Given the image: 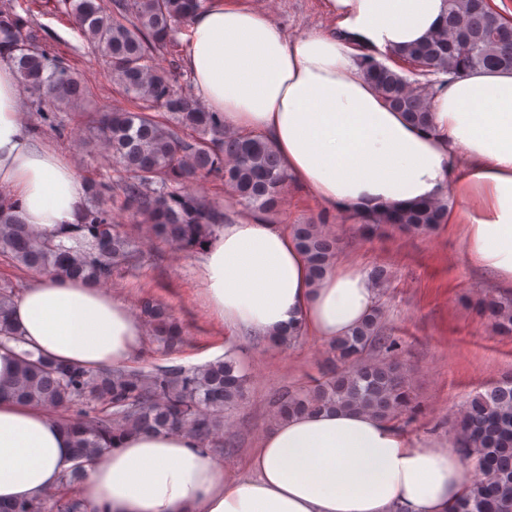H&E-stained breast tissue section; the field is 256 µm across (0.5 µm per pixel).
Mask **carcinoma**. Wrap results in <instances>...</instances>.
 <instances>
[{
	"label": "carcinoma",
	"instance_id": "obj_1",
	"mask_svg": "<svg viewBox=\"0 0 512 512\" xmlns=\"http://www.w3.org/2000/svg\"><path fill=\"white\" fill-rule=\"evenodd\" d=\"M206 0H57L65 15L107 62L112 81L133 109L102 112L89 126L88 144H102L119 174L111 185L84 178L87 206L82 223L73 227L75 245L55 243L26 229L0 202V254L20 267L65 276L103 287L123 268L142 262L134 239L112 221L110 190L123 196L126 210L143 218L153 234L184 251H194L224 224V210L198 195L199 181H219L244 207L264 214L276 210L288 182L273 146L259 135L228 133L224 118L210 112L179 86L174 47L178 25ZM442 26L419 45L401 51L403 59L426 74L461 73L478 68L512 70V22L485 8L484 0H444ZM42 0H6L0 5V48L10 52L15 74L36 115L33 132L42 127L67 134L69 112L89 94L77 69L45 42L33 23ZM171 55L172 69L161 71L155 60ZM364 71L383 101L413 124L429 127L431 85L412 82L369 56ZM447 196L403 209H388L360 222L372 235L385 226L433 232L443 223ZM292 232L319 278L336 258V240L315 224H295ZM15 290L0 285V349L21 341L9 321ZM140 314L157 349L178 350L186 340L171 308L151 298L140 301ZM479 310L502 334H512V298L485 295ZM381 311L373 310L351 333L330 346V368L309 389L286 392L275 400L277 415L319 411L331 406L362 408L395 420L414 417L417 406L397 359L399 341L381 330ZM388 359L370 362L371 350ZM16 375L0 383V394L66 412L73 437L75 465L45 500L20 503L0 512H85L75 486L85 462L102 455L112 440L127 432L185 430L209 447L224 431V410L245 396L246 378L229 356L194 367L146 370L124 365L87 370L63 367L45 357L13 352ZM456 452L470 468L463 494L452 512H512V380L499 382L469 399L456 423Z\"/></svg>",
	"mask_w": 512,
	"mask_h": 512
}]
</instances>
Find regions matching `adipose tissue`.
I'll list each match as a JSON object with an SVG mask.
<instances>
[{
    "label": "adipose tissue",
    "instance_id": "obj_1",
    "mask_svg": "<svg viewBox=\"0 0 512 512\" xmlns=\"http://www.w3.org/2000/svg\"><path fill=\"white\" fill-rule=\"evenodd\" d=\"M336 25L288 37L251 0H207L189 22L183 64L226 130L274 146L292 185L352 219L450 194L447 221L469 257L512 288V70L441 75L431 126L391 111L362 57L393 64L442 23L444 0H325ZM8 55H0V194L34 234L65 238L86 188L52 145L34 142ZM198 274L228 328L330 343L375 308L378 290L349 258L313 278L295 237L266 215L224 205ZM26 349L64 366L131 364L146 330L127 304L87 282L36 278L11 311ZM73 465L58 413L0 396V503L36 502ZM463 466L448 444L408 436L361 409L279 420L228 473L185 431L123 436L87 465L89 512H451Z\"/></svg>",
    "mask_w": 512,
    "mask_h": 512
}]
</instances>
